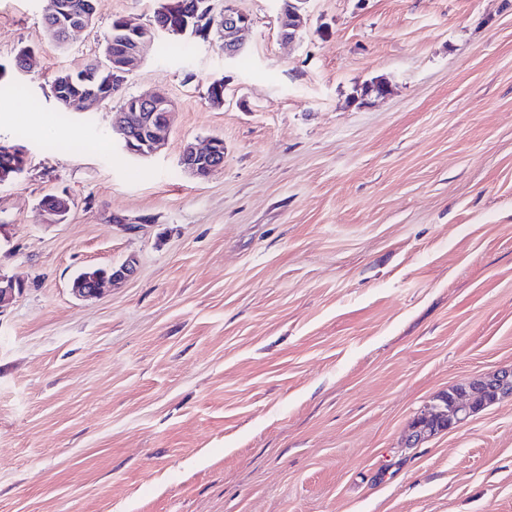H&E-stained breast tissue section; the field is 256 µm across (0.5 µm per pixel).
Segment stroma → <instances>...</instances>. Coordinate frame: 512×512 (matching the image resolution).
<instances>
[{"mask_svg": "<svg viewBox=\"0 0 512 512\" xmlns=\"http://www.w3.org/2000/svg\"><path fill=\"white\" fill-rule=\"evenodd\" d=\"M46 5L0 0V62L39 56L0 99L27 156L0 185V273L26 285L0 311V512H512V395L404 445L436 395L512 365V0H307L290 42L280 0H238L232 63L159 35L90 112L53 79L158 2L96 0L62 48ZM159 90L168 143L131 157L112 118ZM212 137L201 181L179 158ZM111 270L103 267H91L86 268L79 275H89L90 278L101 277L100 279L95 278L90 284L85 285L82 279H76L71 284L72 294L81 299H87L95 297L102 289V286L106 282H115L118 280H127L136 274L137 266L133 258L127 259L122 264L118 265L115 271L111 275ZM107 274L108 276L105 275ZM78 275V276H79ZM105 275V276H104ZM103 276V277H102Z\"/></svg>", "mask_w": 512, "mask_h": 512, "instance_id": "obj_1", "label": "stroma"}]
</instances>
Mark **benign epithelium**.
<instances>
[{
  "label": "benign epithelium",
  "mask_w": 512,
  "mask_h": 512,
  "mask_svg": "<svg viewBox=\"0 0 512 512\" xmlns=\"http://www.w3.org/2000/svg\"><path fill=\"white\" fill-rule=\"evenodd\" d=\"M224 59H236L244 49L242 33L250 25V17L241 10L236 0H224ZM120 31L130 40L132 49L123 57L121 62L101 63L103 68H112V75L125 73L141 60L144 48L150 44L155 35L142 25H134L127 19H122ZM134 104L144 109L140 113L139 127L133 128L128 124L127 113L122 112L115 124L120 135L122 148L130 155L138 158H148L161 150L171 126V115L174 111L172 101L163 92L134 98ZM216 154V141L210 140L204 149L192 144L183 148L182 160L187 169L197 173L195 158L213 157ZM137 266L130 258L118 265L111 276L94 279L90 284L76 279L71 284L72 294L81 299L96 296L106 282L127 280L136 274ZM23 290V284L0 274V307L12 300ZM512 370L503 368L484 378L480 390L476 391L469 383L457 385L434 398L414 420L409 435V446L413 447L428 438L445 430L459 429L477 412L498 399V394L509 384Z\"/></svg>",
  "instance_id": "7a95c632"
}]
</instances>
